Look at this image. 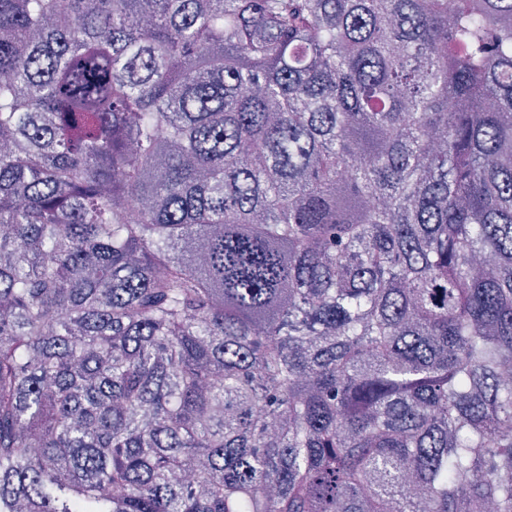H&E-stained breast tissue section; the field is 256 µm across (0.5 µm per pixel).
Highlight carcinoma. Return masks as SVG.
Segmentation results:
<instances>
[{
  "label": "carcinoma",
  "instance_id": "cac0c4a2",
  "mask_svg": "<svg viewBox=\"0 0 512 512\" xmlns=\"http://www.w3.org/2000/svg\"><path fill=\"white\" fill-rule=\"evenodd\" d=\"M0 512H512V0H0Z\"/></svg>",
  "mask_w": 512,
  "mask_h": 512
}]
</instances>
